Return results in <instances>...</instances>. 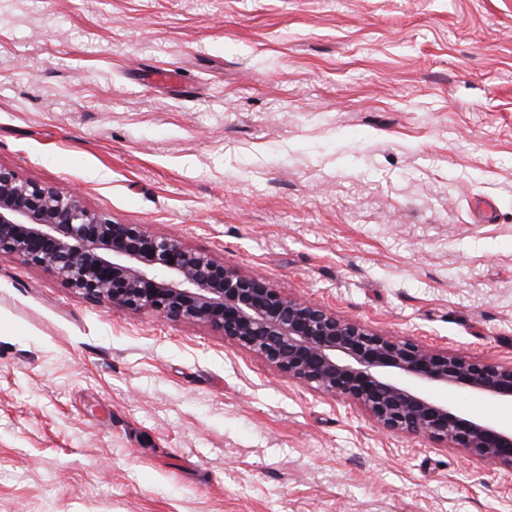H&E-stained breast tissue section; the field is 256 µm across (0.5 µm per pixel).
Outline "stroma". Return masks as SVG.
Wrapping results in <instances>:
<instances>
[{
	"instance_id": "1",
	"label": "stroma",
	"mask_w": 512,
	"mask_h": 512,
	"mask_svg": "<svg viewBox=\"0 0 512 512\" xmlns=\"http://www.w3.org/2000/svg\"><path fill=\"white\" fill-rule=\"evenodd\" d=\"M0 165L512 361V0H0ZM0 512H512V475L0 257Z\"/></svg>"
}]
</instances>
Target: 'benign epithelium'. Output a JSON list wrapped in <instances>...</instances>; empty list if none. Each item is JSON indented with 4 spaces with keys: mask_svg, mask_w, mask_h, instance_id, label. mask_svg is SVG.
<instances>
[{
    "mask_svg": "<svg viewBox=\"0 0 512 512\" xmlns=\"http://www.w3.org/2000/svg\"><path fill=\"white\" fill-rule=\"evenodd\" d=\"M0 257L42 268L93 302L172 322H203L288 378L361 406L383 433L425 435L466 448L512 474V429L468 416L419 387L512 402V362L468 360L379 334L2 166Z\"/></svg>",
    "mask_w": 512,
    "mask_h": 512,
    "instance_id": "7a95c632",
    "label": "benign epithelium"
}]
</instances>
